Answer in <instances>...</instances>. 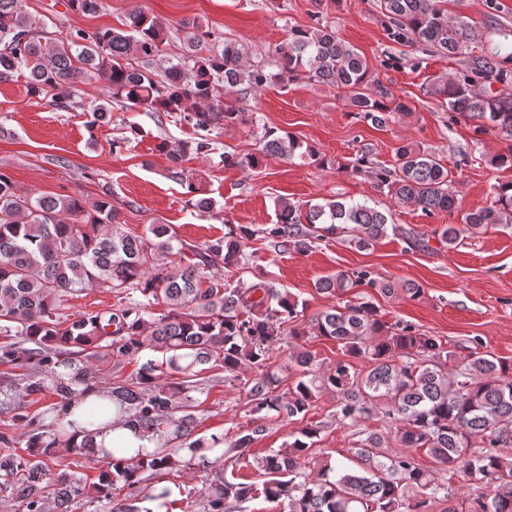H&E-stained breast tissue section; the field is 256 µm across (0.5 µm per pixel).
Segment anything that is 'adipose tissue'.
<instances>
[{
  "label": "adipose tissue",
  "mask_w": 512,
  "mask_h": 512,
  "mask_svg": "<svg viewBox=\"0 0 512 512\" xmlns=\"http://www.w3.org/2000/svg\"><path fill=\"white\" fill-rule=\"evenodd\" d=\"M73 390L64 417L71 442L79 445L89 439L99 449H122L127 458L134 456L137 449L155 448V438L135 428L131 415L116 408L106 389L81 383L74 385ZM92 406L99 407L101 413L91 420L87 410Z\"/></svg>",
  "instance_id": "adipose-tissue-1"
}]
</instances>
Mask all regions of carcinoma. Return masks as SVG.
<instances>
[{
	"instance_id": "obj_1",
	"label": "carcinoma",
	"mask_w": 512,
	"mask_h": 512,
	"mask_svg": "<svg viewBox=\"0 0 512 512\" xmlns=\"http://www.w3.org/2000/svg\"><path fill=\"white\" fill-rule=\"evenodd\" d=\"M388 18L389 38L415 41L451 57L462 53L475 38L463 20L448 14L440 0H380ZM169 26L136 10L127 29H75L67 46L46 35L40 20L28 14L23 0H0V82L20 75L28 94L51 99L64 109L83 107L77 83L103 81L107 97L92 109L93 121L106 120L112 101L151 112H165L196 131L195 145L168 149L171 171L187 185L191 205L211 208L198 196L200 188L184 175L181 164L190 149L214 150V132L229 123L253 121L243 107L224 101L226 92L241 84L253 90L268 83H295L336 88L347 104L372 125L383 127L394 114L407 115L410 107L390 96L373 79L372 69L358 48L342 42L336 32L316 23L294 26L288 38L272 51L277 72L250 60L242 45L221 40L201 24L192 25L178 56L159 57ZM493 78L503 84L497 92L479 91L475 78ZM512 80L492 59H485L474 76L448 77L431 87L443 98L453 116L478 122L480 132L512 134ZM269 157H299L320 167L328 162L291 133L267 127L255 154L224 153L227 167L250 170ZM378 186L387 188L401 205L421 207L428 214L453 213L458 197L448 179V168L436 154L418 143L396 149L394 171L377 174ZM490 224H512V181L494 187L491 201L462 213L461 223L438 231L442 244L453 249L461 235ZM396 229L393 214L367 202L327 199L319 204H295L281 199L277 221L265 229L266 238L282 252L305 253L315 240L350 234L360 250L372 247ZM150 236H133L117 224L112 200L92 205L75 196H35L21 192L0 171V333L21 336L31 344L0 346V364L36 365L51 376L31 379L29 395L52 391L66 404L73 394L69 383L55 375L57 350L76 347L93 358L106 351L134 359L146 351L162 354L148 359L137 381L112 387V402L134 413L133 421L159 437L157 448L137 451L130 464L114 463L100 470L97 481L83 486L70 473L52 469L48 461L58 448L80 452L90 443L72 446L65 428L44 426L16 408L14 419L23 423L26 459L0 453V496L10 497L23 512H67L71 498H110L115 488L132 487L146 473L168 474L179 465L178 454L190 452L189 462L203 470L242 450L261 435L258 425L239 435L224 450V438L214 434L195 437V406L188 392L196 387V368L220 363L245 380L250 412L293 418L305 415L324 391L336 395V422L345 425L369 413L375 404L395 430L401 450L391 451L382 434L368 432L355 448L362 472L326 460L308 470L318 428L306 426L283 448L256 460L265 480L230 481L218 476L205 483L202 512H224L228 501L237 504L262 497L287 504L289 512H429L435 504L451 501L449 481H438L421 466L412 448H424L451 475L484 480L489 494L471 501L470 512H512V457L503 449L512 443V361L492 355L465 358L446 348L434 336L411 324L385 325L368 302H347L320 312L312 321L315 334L341 345L342 358L327 370L317 368L316 357L300 349L289 356L297 380L280 391V367L271 361L283 330L300 315L298 301L265 278L242 287L209 274L223 265L239 267L251 232L245 226L197 251L198 262L170 269L174 232L167 224H153ZM367 272L338 273L320 280L316 288L337 295L361 286ZM107 286L124 295V302L104 311L82 312L70 318L61 313L63 298L73 292ZM163 302L167 310L155 312ZM370 363L366 370L356 362ZM456 363L450 372L444 363ZM485 442L482 448L472 442Z\"/></svg>"
}]
</instances>
